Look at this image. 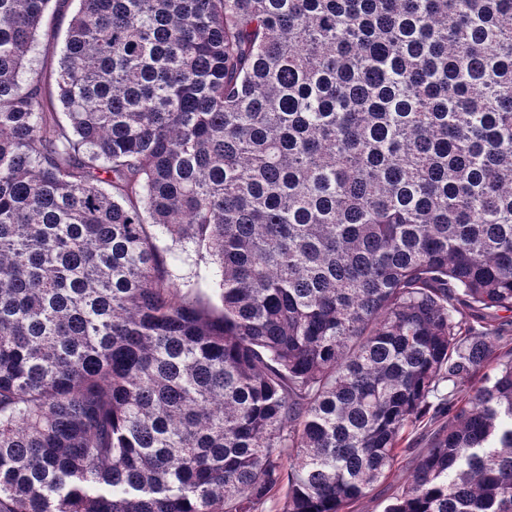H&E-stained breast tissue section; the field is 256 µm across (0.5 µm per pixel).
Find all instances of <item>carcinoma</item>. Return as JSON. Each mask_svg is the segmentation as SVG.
<instances>
[{
  "mask_svg": "<svg viewBox=\"0 0 512 512\" xmlns=\"http://www.w3.org/2000/svg\"><path fill=\"white\" fill-rule=\"evenodd\" d=\"M50 2L0 0V512H352L423 423L385 512H512V0H80L35 68ZM187 253L183 254L184 262L181 264L177 274L184 278L182 281L190 280L194 271L203 268L210 261L209 255L204 250H198L191 245L186 249Z\"/></svg>",
  "mask_w": 512,
  "mask_h": 512,
  "instance_id": "1",
  "label": "carcinoma"
}]
</instances>
